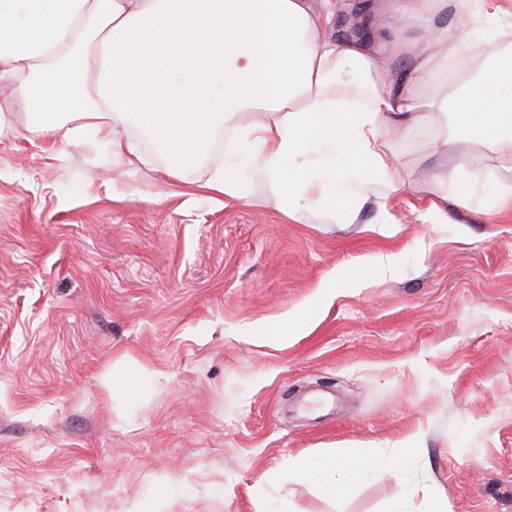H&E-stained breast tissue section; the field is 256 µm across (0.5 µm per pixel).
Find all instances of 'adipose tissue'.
<instances>
[{
  "label": "adipose tissue",
  "instance_id": "obj_1",
  "mask_svg": "<svg viewBox=\"0 0 512 512\" xmlns=\"http://www.w3.org/2000/svg\"><path fill=\"white\" fill-rule=\"evenodd\" d=\"M339 0H0V87L28 132L54 145L93 132L137 170L136 125L171 170L205 156L228 131L224 164L201 191L244 202L250 180L269 205L300 220L342 212L356 223L375 203L393 223L403 198L423 223L475 203L485 171L448 179L433 150L426 177L402 181L389 133L440 125L453 140L512 158V10L499 0H390L378 46L325 31ZM462 25L449 31L443 19ZM468 74L456 81L454 69ZM364 179L347 185L350 173ZM365 458L336 448L300 459L292 479L349 494Z\"/></svg>",
  "mask_w": 512,
  "mask_h": 512
}]
</instances>
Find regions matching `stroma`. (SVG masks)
<instances>
[{
  "instance_id": "stroma-1",
  "label": "stroma",
  "mask_w": 512,
  "mask_h": 512,
  "mask_svg": "<svg viewBox=\"0 0 512 512\" xmlns=\"http://www.w3.org/2000/svg\"><path fill=\"white\" fill-rule=\"evenodd\" d=\"M359 3L328 33L384 42ZM15 127L0 139V512H423L430 497L512 512V210L452 204L425 224L398 201L392 224L373 205L298 223L259 180L246 203L196 195L223 148L173 173L141 139L134 172ZM437 136L392 134L406 182ZM479 155L489 192L512 185V159L478 144L449 148V175ZM387 253L394 270L341 281L307 332L264 336ZM339 447L371 464L348 496L284 480ZM397 257L395 255H370L359 262L354 269L352 278L359 284L364 285L371 272L378 267L392 268L396 266Z\"/></svg>"
}]
</instances>
